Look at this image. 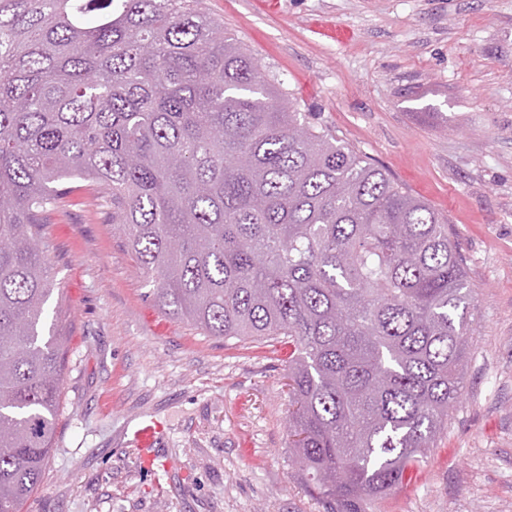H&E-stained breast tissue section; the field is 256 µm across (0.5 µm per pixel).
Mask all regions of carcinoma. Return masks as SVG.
I'll return each instance as SVG.
<instances>
[{"label":"carcinoma","mask_w":512,"mask_h":512,"mask_svg":"<svg viewBox=\"0 0 512 512\" xmlns=\"http://www.w3.org/2000/svg\"><path fill=\"white\" fill-rule=\"evenodd\" d=\"M76 179L163 307L288 346V457L323 512L412 479L472 351L447 219L307 122L199 0H0V510L55 445L45 224Z\"/></svg>","instance_id":"cac0c4a2"}]
</instances>
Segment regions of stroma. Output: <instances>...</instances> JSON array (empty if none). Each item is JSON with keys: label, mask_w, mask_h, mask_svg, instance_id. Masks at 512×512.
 Wrapping results in <instances>:
<instances>
[{"label": "stroma", "mask_w": 512, "mask_h": 512, "mask_svg": "<svg viewBox=\"0 0 512 512\" xmlns=\"http://www.w3.org/2000/svg\"><path fill=\"white\" fill-rule=\"evenodd\" d=\"M200 7L458 243L472 291L462 394L381 512H512V0ZM72 187L46 226L70 337L56 444L23 512H322L288 459L287 348L169 314L95 185Z\"/></svg>", "instance_id": "1"}]
</instances>
